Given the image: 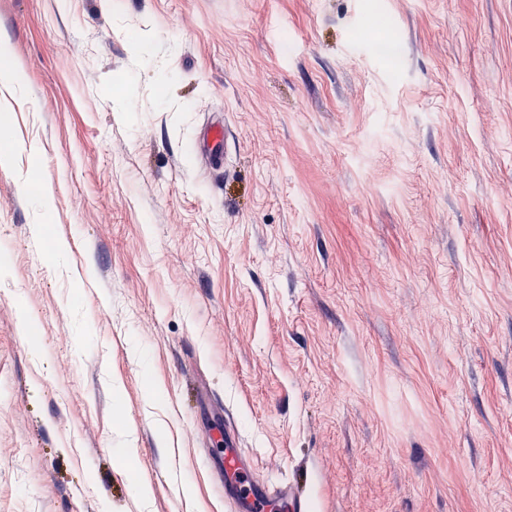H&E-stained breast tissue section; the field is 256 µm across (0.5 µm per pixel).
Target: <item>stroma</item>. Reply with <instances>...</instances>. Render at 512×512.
Returning a JSON list of instances; mask_svg holds the SVG:
<instances>
[{
  "label": "stroma",
  "instance_id": "stroma-1",
  "mask_svg": "<svg viewBox=\"0 0 512 512\" xmlns=\"http://www.w3.org/2000/svg\"><path fill=\"white\" fill-rule=\"evenodd\" d=\"M0 41V512H229L228 420L309 512H512V0H0ZM203 150L207 154L213 169H220L224 165L227 153V134L224 124L214 123L204 132Z\"/></svg>",
  "mask_w": 512,
  "mask_h": 512
}]
</instances>
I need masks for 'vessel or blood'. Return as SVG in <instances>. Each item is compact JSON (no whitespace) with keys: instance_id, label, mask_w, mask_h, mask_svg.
Masks as SVG:
<instances>
[{"instance_id":"vessel-or-blood-1","label":"vessel or blood","mask_w":512,"mask_h":512,"mask_svg":"<svg viewBox=\"0 0 512 512\" xmlns=\"http://www.w3.org/2000/svg\"><path fill=\"white\" fill-rule=\"evenodd\" d=\"M203 149L213 169H220L227 153V134L223 124L210 125L204 132ZM224 500L231 512H308L309 504L298 486L264 484L244 470L236 450L233 427L224 429Z\"/></svg>"}]
</instances>
